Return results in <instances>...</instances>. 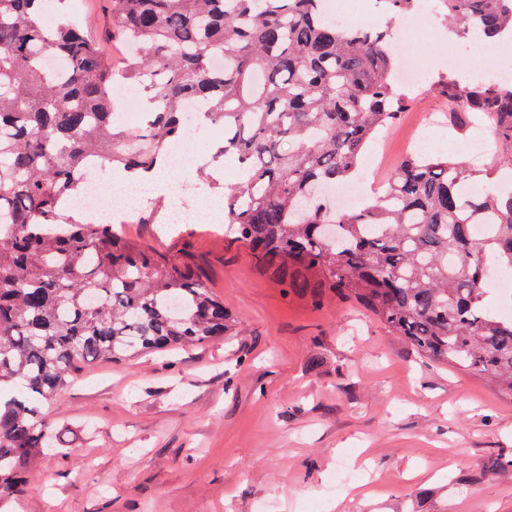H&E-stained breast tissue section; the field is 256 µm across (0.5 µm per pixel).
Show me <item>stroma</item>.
I'll return each instance as SVG.
<instances>
[{"instance_id":"1","label":"stroma","mask_w":512,"mask_h":512,"mask_svg":"<svg viewBox=\"0 0 512 512\" xmlns=\"http://www.w3.org/2000/svg\"><path fill=\"white\" fill-rule=\"evenodd\" d=\"M111 0H82L80 21L114 66L126 46ZM427 35L397 33L403 64L426 78L378 136L381 177L409 152L474 163L470 134L448 126L434 82L512 71V52L454 40L448 65L438 0ZM104 204L131 241L200 267L238 333L168 354L92 365L49 408L58 443L0 512H512V398L483 374L421 358L354 304L284 296L219 224L165 233L140 223L114 187Z\"/></svg>"}]
</instances>
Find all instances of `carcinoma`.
I'll return each mask as SVG.
<instances>
[{
    "mask_svg": "<svg viewBox=\"0 0 512 512\" xmlns=\"http://www.w3.org/2000/svg\"><path fill=\"white\" fill-rule=\"evenodd\" d=\"M66 2L0 0V502L55 444L44 408L85 365L232 335L202 273L111 224L59 222L90 161L127 173L168 162L189 101L224 129L217 157L234 161L224 236L285 294L358 303L422 356L512 396V316L488 285L512 272V187L474 189L512 172V84H436L450 112L491 130L484 167L411 154L373 203L340 210L327 192L359 176L408 101L389 29L340 28L323 0H112L110 26L133 46L121 76L150 116L131 130L112 62ZM439 2L461 34L472 21L486 37L512 29V0ZM49 53L60 78L43 67Z\"/></svg>",
    "mask_w": 512,
    "mask_h": 512,
    "instance_id": "carcinoma-1",
    "label": "carcinoma"
}]
</instances>
